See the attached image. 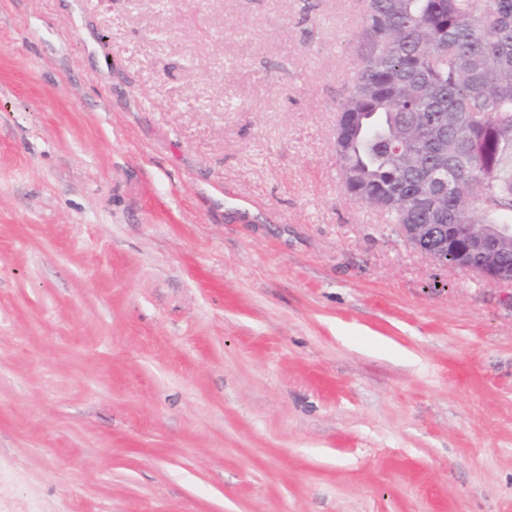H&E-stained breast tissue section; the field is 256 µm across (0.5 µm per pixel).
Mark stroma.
Here are the masks:
<instances>
[{
    "mask_svg": "<svg viewBox=\"0 0 512 512\" xmlns=\"http://www.w3.org/2000/svg\"><path fill=\"white\" fill-rule=\"evenodd\" d=\"M362 0H0V512H512V285L350 200Z\"/></svg>",
    "mask_w": 512,
    "mask_h": 512,
    "instance_id": "stroma-1",
    "label": "stroma"
}]
</instances>
